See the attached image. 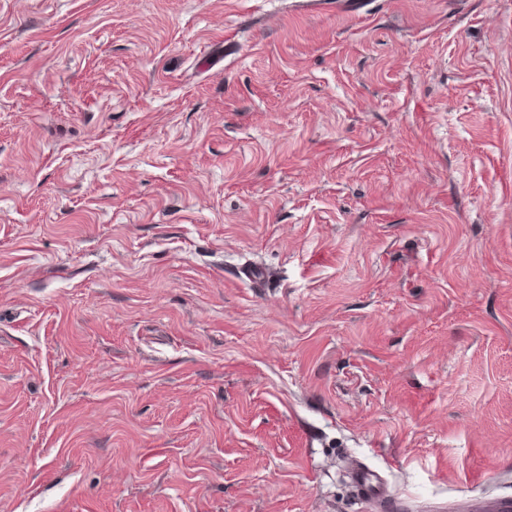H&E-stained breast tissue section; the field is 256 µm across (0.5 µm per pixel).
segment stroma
<instances>
[{
  "label": "stroma",
  "mask_w": 512,
  "mask_h": 512,
  "mask_svg": "<svg viewBox=\"0 0 512 512\" xmlns=\"http://www.w3.org/2000/svg\"><path fill=\"white\" fill-rule=\"evenodd\" d=\"M512 494V0H0V512ZM349 480L368 510H402L403 502L389 490V483L383 471L359 462L350 470Z\"/></svg>",
  "instance_id": "stroma-1"
}]
</instances>
